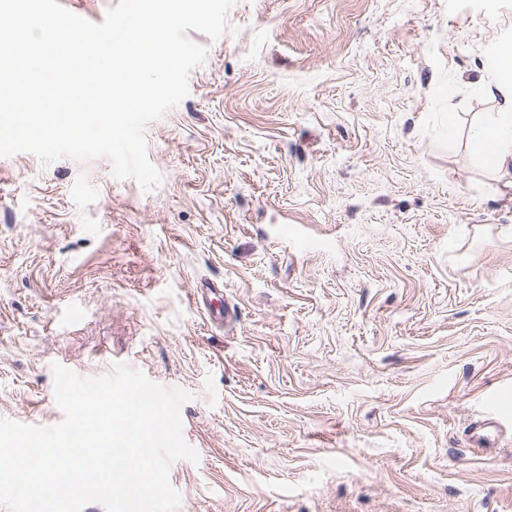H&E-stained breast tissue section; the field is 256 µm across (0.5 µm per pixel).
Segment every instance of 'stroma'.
<instances>
[{
	"instance_id": "obj_1",
	"label": "stroma",
	"mask_w": 512,
	"mask_h": 512,
	"mask_svg": "<svg viewBox=\"0 0 512 512\" xmlns=\"http://www.w3.org/2000/svg\"><path fill=\"white\" fill-rule=\"evenodd\" d=\"M227 21L146 127L152 190L0 157V418L57 424L52 363H122L191 395L179 512H512V169L468 144L512 0Z\"/></svg>"
}]
</instances>
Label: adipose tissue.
<instances>
[{"label":"adipose tissue","mask_w":512,"mask_h":512,"mask_svg":"<svg viewBox=\"0 0 512 512\" xmlns=\"http://www.w3.org/2000/svg\"><path fill=\"white\" fill-rule=\"evenodd\" d=\"M493 65L502 75L495 86L498 110L473 128L471 145L474 152L488 155L498 168L507 169L512 167V54L495 55Z\"/></svg>","instance_id":"adipose-tissue-1"}]
</instances>
